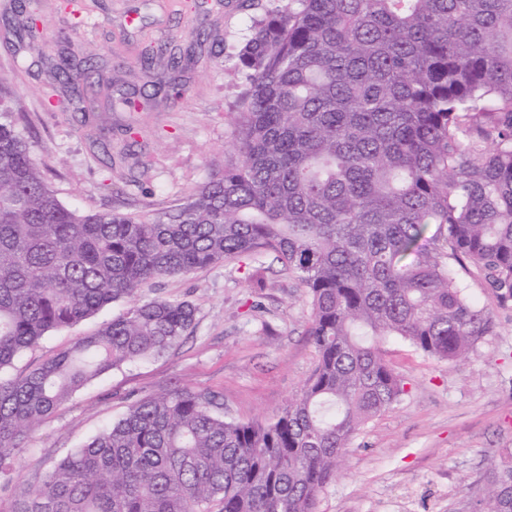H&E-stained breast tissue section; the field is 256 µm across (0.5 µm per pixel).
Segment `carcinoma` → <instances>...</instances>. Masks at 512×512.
<instances>
[{"label":"carcinoma","instance_id":"obj_1","mask_svg":"<svg viewBox=\"0 0 512 512\" xmlns=\"http://www.w3.org/2000/svg\"><path fill=\"white\" fill-rule=\"evenodd\" d=\"M21 39L38 31L15 0ZM247 89L221 169L152 214L80 212L0 122V488L25 437L104 373L177 347L189 301L147 282L272 255L306 288L318 364L274 418H224L176 386L131 402L20 491L15 512H313L353 437L404 383L378 344L449 362L493 319L448 260L512 303V0H288L253 21ZM60 59L55 80L76 85ZM434 232H429L430 226ZM127 310L26 374L48 333ZM475 512H512V460Z\"/></svg>","mask_w":512,"mask_h":512}]
</instances>
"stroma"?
I'll use <instances>...</instances> for the list:
<instances>
[{
  "instance_id": "35a3bbf8",
  "label": "stroma",
  "mask_w": 512,
  "mask_h": 512,
  "mask_svg": "<svg viewBox=\"0 0 512 512\" xmlns=\"http://www.w3.org/2000/svg\"><path fill=\"white\" fill-rule=\"evenodd\" d=\"M38 37L18 71L12 29L0 21V98L22 129L47 185L67 207L83 212L152 213L206 180L234 141L246 87L237 54L252 20L283 0H211L197 16L193 0H88L86 26L73 29L63 0H35ZM200 31L204 50L183 61L174 85L152 94L139 64L147 45L188 47ZM95 55L96 79L111 94L89 101V113L68 111L49 71L59 56ZM141 92L136 109L118 97ZM249 260L153 281L141 299L186 300L197 309L193 333L167 354L111 370L80 388L31 431L12 482L0 489V512H14L17 492L55 460L120 418L128 404L181 383L220 393L226 417L273 418L317 365L307 329L310 308L297 279L266 261L264 287H254ZM463 280L495 328L451 363L400 338L381 345L406 393L374 417L350 443L336 479L314 512H470L489 461L512 449V305H499L479 271ZM124 310L115 304L51 332L23 353L26 373L89 336Z\"/></svg>"
}]
</instances>
